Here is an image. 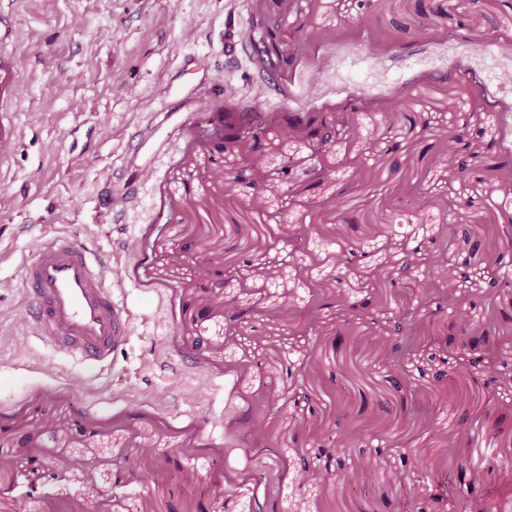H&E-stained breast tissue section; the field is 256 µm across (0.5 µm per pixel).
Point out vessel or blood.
<instances>
[{
    "label": "vessel or blood",
    "mask_w": 512,
    "mask_h": 512,
    "mask_svg": "<svg viewBox=\"0 0 512 512\" xmlns=\"http://www.w3.org/2000/svg\"><path fill=\"white\" fill-rule=\"evenodd\" d=\"M19 86L16 58L0 55V103L9 102ZM161 111L131 135L112 170L110 198L140 200L152 155L173 143L185 112L197 102L194 87L168 85ZM21 292L35 337L92 369H105L113 352L128 343L135 315L117 299L109 265L87 247L50 237L23 263Z\"/></svg>",
    "instance_id": "b4317fda"
}]
</instances>
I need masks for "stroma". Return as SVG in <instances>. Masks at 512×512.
Segmentation results:
<instances>
[{
    "label": "stroma",
    "mask_w": 512,
    "mask_h": 512,
    "mask_svg": "<svg viewBox=\"0 0 512 512\" xmlns=\"http://www.w3.org/2000/svg\"><path fill=\"white\" fill-rule=\"evenodd\" d=\"M0 53L21 62L0 157V512H463L512 499V447L483 456L480 403L512 425V335L482 351L448 324L512 312V286L445 224H475L488 252L512 231V177L448 174L449 133L475 166L512 152V41L504 0H14ZM272 71L238 60L266 28ZM391 43L375 55L372 44ZM207 77L176 146L155 155L140 204L100 207L99 184L168 82ZM403 98L410 120L388 118ZM356 107L354 135L313 153L267 126L260 208L228 192L250 112ZM398 225V233L387 225ZM118 267L136 314L109 374L32 336L21 256L46 232ZM364 244L339 290L333 242ZM208 262H199L198 251ZM413 254L426 288L390 287ZM358 309H351V302ZM246 317L227 328L225 307ZM417 328L393 371L397 315ZM367 411H360L361 401ZM309 477H302V463ZM354 475L351 483L340 482Z\"/></svg>",
    "instance_id": "1"
}]
</instances>
